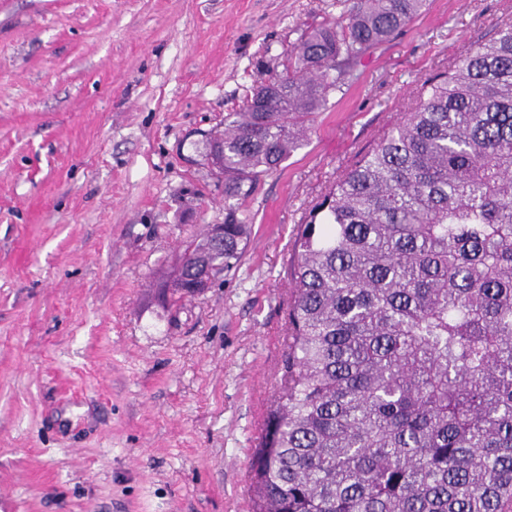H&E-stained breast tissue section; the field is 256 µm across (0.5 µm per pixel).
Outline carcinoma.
<instances>
[{
	"label": "carcinoma",
	"mask_w": 512,
	"mask_h": 512,
	"mask_svg": "<svg viewBox=\"0 0 512 512\" xmlns=\"http://www.w3.org/2000/svg\"><path fill=\"white\" fill-rule=\"evenodd\" d=\"M425 2L357 0L304 31L206 137L224 198L277 170ZM249 230L225 207L224 238L188 244L170 301L236 267ZM294 250L252 512H512V24L420 85Z\"/></svg>",
	"instance_id": "1"
}]
</instances>
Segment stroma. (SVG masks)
Wrapping results in <instances>:
<instances>
[{
	"instance_id": "obj_1",
	"label": "stroma",
	"mask_w": 512,
	"mask_h": 512,
	"mask_svg": "<svg viewBox=\"0 0 512 512\" xmlns=\"http://www.w3.org/2000/svg\"><path fill=\"white\" fill-rule=\"evenodd\" d=\"M352 5L0 0V512H251L308 209L512 23V0H427L239 200V267L168 306L186 242L224 221L206 135Z\"/></svg>"
}]
</instances>
